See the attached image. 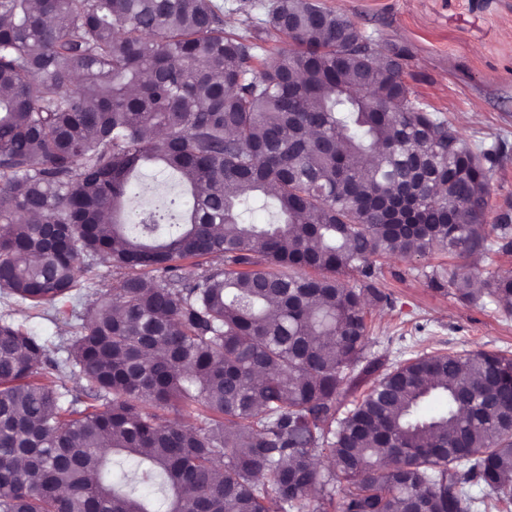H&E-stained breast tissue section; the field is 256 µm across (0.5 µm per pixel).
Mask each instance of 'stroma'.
<instances>
[{"label": "stroma", "instance_id": "1", "mask_svg": "<svg viewBox=\"0 0 512 512\" xmlns=\"http://www.w3.org/2000/svg\"><path fill=\"white\" fill-rule=\"evenodd\" d=\"M347 13L366 33L401 50L404 76L424 103L442 111L472 140L498 142L507 157L491 174L490 215L512 212V0H321ZM140 204L180 197L178 177L151 164L139 173ZM441 254L392 259L382 281L392 303L371 309L369 358L392 364L413 352L484 349L512 355V316L491 302L463 303L428 288L418 269ZM77 301L49 312L0 295V316L41 336L50 357L71 334Z\"/></svg>", "mask_w": 512, "mask_h": 512}]
</instances>
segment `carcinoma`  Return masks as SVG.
Instances as JSON below:
<instances>
[{"instance_id":"carcinoma-1","label":"carcinoma","mask_w":512,"mask_h":512,"mask_svg":"<svg viewBox=\"0 0 512 512\" xmlns=\"http://www.w3.org/2000/svg\"><path fill=\"white\" fill-rule=\"evenodd\" d=\"M363 36L382 43L314 0L238 32L215 0H0V294L80 299L83 256L117 275L60 358L0 317V512H478L474 487L512 505V357H366L379 260L512 250V215L487 219L504 155L356 57ZM150 163L191 199L135 205ZM398 188L414 205L389 214ZM261 197L277 223L244 222ZM420 276L512 315L511 271Z\"/></svg>"}]
</instances>
